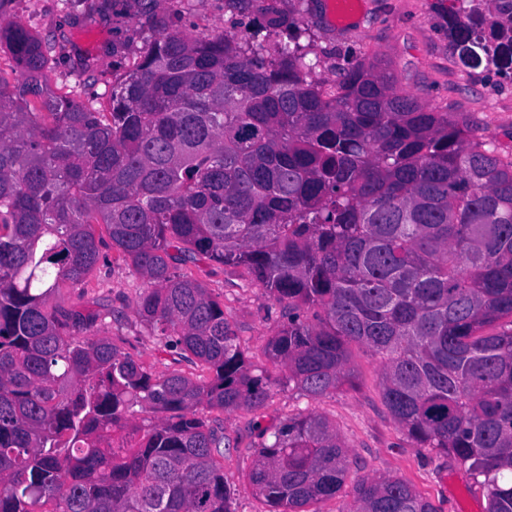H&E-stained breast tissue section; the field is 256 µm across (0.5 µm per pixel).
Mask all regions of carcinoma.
<instances>
[{
	"instance_id": "obj_1",
	"label": "carcinoma",
	"mask_w": 512,
	"mask_h": 512,
	"mask_svg": "<svg viewBox=\"0 0 512 512\" xmlns=\"http://www.w3.org/2000/svg\"><path fill=\"white\" fill-rule=\"evenodd\" d=\"M459 2L448 39L471 50ZM228 4L255 13L248 29L157 32L108 112L52 87L24 24L0 25L21 70L13 87L0 77V512H233L218 462L231 441L207 414L259 409L284 385L334 393L352 344L379 359L408 438L454 456L487 512H512V160L373 61L317 80L293 16ZM480 21L512 66V24ZM275 28L286 40L270 51ZM99 227L143 280L149 335L200 374H157L98 334L101 312L53 302L97 265ZM200 259L243 269L282 308L264 350L282 377L172 269ZM255 432L248 479L270 512L342 490L349 454L328 418ZM352 496L350 512H436L387 476Z\"/></svg>"
}]
</instances>
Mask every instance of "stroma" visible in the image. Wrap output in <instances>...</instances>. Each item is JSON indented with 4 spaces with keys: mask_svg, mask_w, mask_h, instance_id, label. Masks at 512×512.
<instances>
[{
    "mask_svg": "<svg viewBox=\"0 0 512 512\" xmlns=\"http://www.w3.org/2000/svg\"><path fill=\"white\" fill-rule=\"evenodd\" d=\"M331 0H278L293 10L308 36L300 43L320 56L323 79L335 78L337 66L362 59L380 63L398 93L409 95L449 118L466 122L477 140L493 144L512 159V79L485 65H465L448 42V0H360L346 27L330 18ZM0 21L22 22L47 39V73L52 86L70 92L85 106L106 108L112 82L146 47L157 31H179L198 37L247 27L249 16L224 9V0H163L145 10L140 0H0ZM100 260L79 286L62 284L55 300L65 306L98 308L106 317L100 333L121 352L158 374L191 372L159 351L133 311L142 281L103 242ZM224 306L240 343L254 364L271 376L280 370L264 355L279 330L280 307L263 289L251 286L241 270L203 260L184 265ZM352 385L317 399L282 387L256 411H215L233 442L224 451V480L234 492L235 512H268L246 477L256 441L253 424H278L298 413L316 412L335 424L349 450L346 483L373 475L408 482L437 512H487L479 486L453 456L417 448L388 413L380 392V364L365 348H350Z\"/></svg>",
    "mask_w": 512,
    "mask_h": 512,
    "instance_id": "stroma-1",
    "label": "stroma"
}]
</instances>
